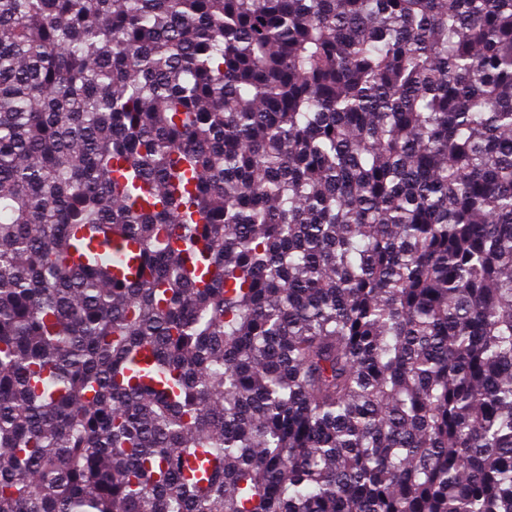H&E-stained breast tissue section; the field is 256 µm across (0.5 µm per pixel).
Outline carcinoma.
<instances>
[{"mask_svg": "<svg viewBox=\"0 0 512 512\" xmlns=\"http://www.w3.org/2000/svg\"><path fill=\"white\" fill-rule=\"evenodd\" d=\"M0 512H512V0H0Z\"/></svg>", "mask_w": 512, "mask_h": 512, "instance_id": "1", "label": "carcinoma"}]
</instances>
